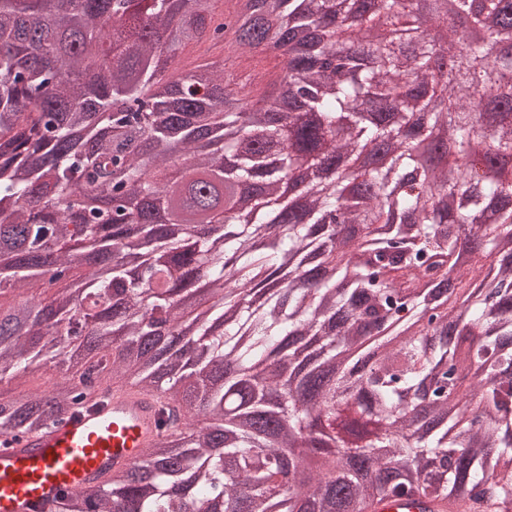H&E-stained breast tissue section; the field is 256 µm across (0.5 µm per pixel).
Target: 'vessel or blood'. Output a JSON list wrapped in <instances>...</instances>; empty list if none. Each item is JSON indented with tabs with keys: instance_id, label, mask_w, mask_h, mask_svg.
Returning a JSON list of instances; mask_svg holds the SVG:
<instances>
[{
	"instance_id": "obj_1",
	"label": "vessel or blood",
	"mask_w": 512,
	"mask_h": 512,
	"mask_svg": "<svg viewBox=\"0 0 512 512\" xmlns=\"http://www.w3.org/2000/svg\"><path fill=\"white\" fill-rule=\"evenodd\" d=\"M155 394L113 390L106 401L0 446V512H57L110 469L139 462L162 436ZM375 512H442L440 505L384 499Z\"/></svg>"
}]
</instances>
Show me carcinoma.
I'll return each instance as SVG.
<instances>
[{"label":"carcinoma","mask_w":512,"mask_h":512,"mask_svg":"<svg viewBox=\"0 0 512 512\" xmlns=\"http://www.w3.org/2000/svg\"><path fill=\"white\" fill-rule=\"evenodd\" d=\"M214 2L0 0V380L59 371L0 391V434L114 386L167 406L142 461L57 512H512V119L480 120L512 102V0L473 16L461 80L469 0H260L234 46L278 35L269 103L222 57L178 67L224 43ZM423 119L497 162L421 159L398 131ZM369 143L349 204L332 172ZM58 376L56 368L45 365L43 362L40 364H33L29 371L21 378L11 381L8 389L14 391H32L41 390L46 384L52 382ZM445 507L435 503L427 502L422 504L406 503L392 499H384L377 503L373 512H444Z\"/></svg>","instance_id":"carcinoma-1"}]
</instances>
